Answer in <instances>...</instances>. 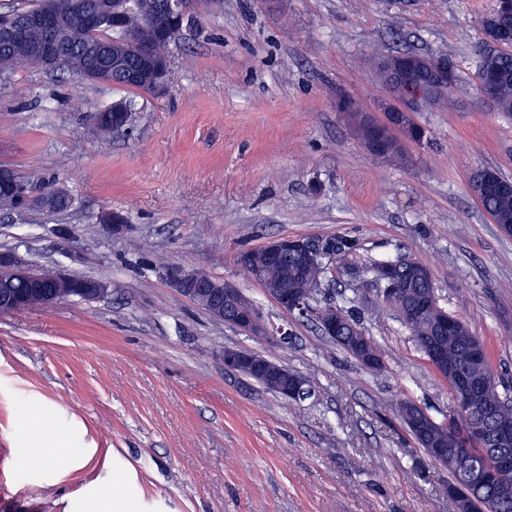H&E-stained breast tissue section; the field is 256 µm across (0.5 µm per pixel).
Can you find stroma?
<instances>
[{"label":"stroma","mask_w":512,"mask_h":512,"mask_svg":"<svg viewBox=\"0 0 512 512\" xmlns=\"http://www.w3.org/2000/svg\"><path fill=\"white\" fill-rule=\"evenodd\" d=\"M492 5L222 0L185 22L167 88L131 95V131L106 141L88 115L122 91L37 68L0 76V167L34 194L54 187L73 199L0 213V252L106 285L92 300L0 312V512H100L97 489L117 466L139 512H453L447 467L393 407L409 399L439 421L457 407L396 312L377 304L367 268L425 262L440 305L490 342L496 376L512 377V237L469 189L482 168L512 178V117L474 91ZM408 50L451 57L468 91L450 110L416 113L425 137L400 165L361 145L336 99L373 108L385 96L373 58ZM107 210L125 217L122 233L98 222ZM286 235L349 248L360 274L329 266L310 305L350 311L380 369L281 308L237 264ZM169 265L236 284L269 335L212 319L170 288ZM228 347L285 365L309 396L286 402L225 370ZM23 400L36 405L27 419ZM25 419L73 430L86 458L20 474Z\"/></svg>","instance_id":"obj_1"}]
</instances>
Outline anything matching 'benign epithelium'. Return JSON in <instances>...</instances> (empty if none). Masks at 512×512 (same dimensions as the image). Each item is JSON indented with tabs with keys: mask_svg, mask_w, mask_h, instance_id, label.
I'll return each mask as SVG.
<instances>
[{
	"mask_svg": "<svg viewBox=\"0 0 512 512\" xmlns=\"http://www.w3.org/2000/svg\"><path fill=\"white\" fill-rule=\"evenodd\" d=\"M61 5L88 27L97 26L98 17L112 15L106 0L95 13L88 11L85 0H62L58 5L49 4L28 16L26 23L47 29L53 28L54 13ZM198 8L199 0H173L172 27L185 23ZM509 17H512V0H497L495 10L484 18L483 42L478 48L480 58L487 57L497 48L512 45V31H506L503 25V21ZM37 56L43 67L57 66L60 61V44L57 39L48 38L37 51ZM111 65V54L103 49L98 50L94 54V62L88 73L99 77L106 76ZM377 66L379 81L387 92V98L378 106L381 118L377 119L372 113L363 111L344 95L338 97L336 106L346 116L364 148L375 156L388 158L394 152L404 153L406 143L422 140L423 128L416 122L414 112L418 111L423 102L448 95V87L451 86L455 74V62L445 55L422 56L399 53L380 57ZM153 71V89L155 93L160 94L172 77L169 60L164 58L155 61ZM498 83L497 72L481 68L477 95L480 100L494 108L498 107ZM470 190L473 197L481 202L489 195L512 194V181L503 179L492 170H480L473 175ZM0 192L18 197L19 208L22 211L29 210L37 204L48 207L53 202V192L35 196L11 171L0 172ZM327 247L326 243L320 246L304 238L273 237L261 247L266 267L257 269L254 278L264 285L268 294L280 307L304 315L308 312L309 304L307 290L280 287L270 271L277 268V261L281 256L291 253L299 259L297 274L306 278L324 263ZM396 266L395 262L383 263L374 269L373 278L384 285L380 300L385 304L400 297L405 288V284L396 275ZM1 276L5 278L23 276V269L9 254L0 253ZM164 276L170 287L174 288L178 294L206 310L214 319L252 335L267 334L258 309L235 284L217 278L202 281L200 271L184 266H168L164 270ZM53 282L56 288H73L86 295L98 296L106 290V285L101 281H88L63 269L53 271ZM43 284L44 280L41 276H36L29 282L26 290L7 293L5 300H0V308L10 310L15 306L28 303L31 299H40L47 306L55 304L57 297L44 294ZM316 318L322 335L330 338L336 334V326L341 321V314L336 306L323 307L317 312ZM349 347L364 367L368 369L379 367L380 357L367 342L356 339L349 344ZM425 351L431 366L452 387L457 407L462 409L474 404L489 384L488 378L475 376L467 378L458 373L453 364L448 361V356L435 342L428 343ZM244 365L249 367L255 378L268 383L280 382L288 378L287 367L273 360L251 351L224 348V369L238 372ZM455 437L482 458V466L473 470L465 469V476L469 482L485 483L492 476L512 474V457L507 454V448L512 446V427L504 425L499 428L497 443L503 451L494 454L488 453L482 446L483 432L478 427L463 430L455 434ZM448 497L454 501L457 512L472 510V500L462 492L460 487L455 485L448 487Z\"/></svg>",
	"mask_w": 512,
	"mask_h": 512,
	"instance_id": "7a95c632",
	"label": "benign epithelium"
}]
</instances>
